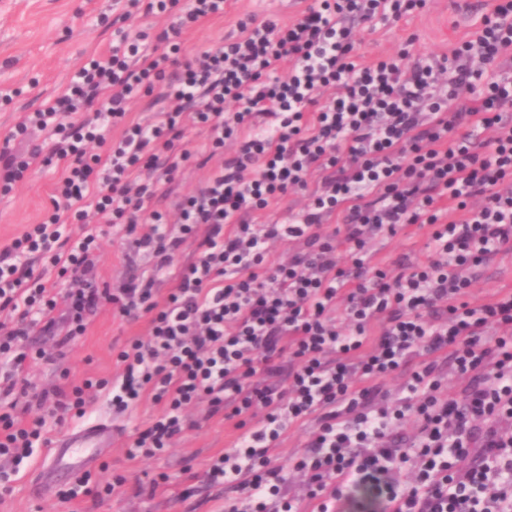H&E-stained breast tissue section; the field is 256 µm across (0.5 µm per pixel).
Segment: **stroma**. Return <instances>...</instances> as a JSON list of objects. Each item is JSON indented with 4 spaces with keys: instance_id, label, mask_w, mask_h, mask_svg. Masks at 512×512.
<instances>
[{
    "instance_id": "obj_1",
    "label": "stroma",
    "mask_w": 512,
    "mask_h": 512,
    "mask_svg": "<svg viewBox=\"0 0 512 512\" xmlns=\"http://www.w3.org/2000/svg\"><path fill=\"white\" fill-rule=\"evenodd\" d=\"M300 0H228L223 17L187 29L183 35L186 53L205 49L235 37L237 24L249 16L278 23L294 19ZM117 15L113 0H0V143L12 130L20 113L31 112L46 101L64 94L78 67L98 51L110 48L118 30L154 32L164 22L154 16L135 13L123 27L112 26ZM476 20L467 14L462 0H427L425 7L398 23L369 30L355 29L362 62L398 53L407 39H414L413 56H441L450 53L475 30ZM61 175L51 166L34 174L9 195L0 196V243L19 236L26 225L40 223L49 207L54 183ZM429 229L414 226L407 233L376 240V264L387 271L397 263L424 261L429 253ZM99 287L115 289L122 280L153 266L151 256L137 252L130 237L104 226L99 240ZM512 290V252L502 253L474 269L467 299L478 304L500 291ZM145 323L131 325L104 306L93 318L86 334L62 348L48 362L30 360L25 378L30 393L52 386L81 383L83 379H112L121 372L118 352L137 334H145ZM159 409L144 402L133 411L113 413L106 398L91 402L83 418L65 420L54 426L52 441L69 432L104 422L112 427V444L99 449L88 468L94 478L125 476L128 483L149 482L166 476L168 492L137 497L119 492L98 500L66 501L61 498L67 480L44 486L42 470L51 449L38 448L32 459L23 461L10 483L0 489V512H216L232 498L229 487L209 485L203 475L212 457L228 448L231 429L222 417H215L201 429L175 439L169 448L149 458L127 459L124 448L138 428L154 418ZM192 489L186 502L173 499L174 491Z\"/></svg>"
}]
</instances>
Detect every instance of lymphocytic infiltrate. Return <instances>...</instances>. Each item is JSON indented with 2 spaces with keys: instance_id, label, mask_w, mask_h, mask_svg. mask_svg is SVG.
Returning <instances> with one entry per match:
<instances>
[{
  "instance_id": "lymphocytic-infiltrate-1",
  "label": "lymphocytic infiltrate",
  "mask_w": 512,
  "mask_h": 512,
  "mask_svg": "<svg viewBox=\"0 0 512 512\" xmlns=\"http://www.w3.org/2000/svg\"><path fill=\"white\" fill-rule=\"evenodd\" d=\"M126 5L122 19L140 8L170 23L88 58L67 94L20 115L0 147L1 195L62 169L46 219L0 245V358L12 364L0 394L16 391L31 334L57 326L56 283L34 273V254L67 278L61 345L105 302L147 320L148 337L120 351V378L57 389L44 415L1 413L0 485L51 426L104 392L118 413L145 397L162 407L131 459L191 428L189 406L233 422L232 448L206 473L240 493L224 512H512V292L465 300L470 271L512 250V72L501 66L512 0H495L450 55L412 63L404 48L367 64L355 27L398 22L425 0H311L284 24L239 22L234 40L189 59L183 31L223 16L225 0ZM149 95L162 103L152 121L131 120L130 104ZM192 129L222 161L165 232L151 203L191 158L181 142ZM91 143L105 155H88ZM157 166L160 178L139 181ZM297 189L309 194L301 211L250 223ZM336 217L342 232H326ZM103 224L123 225L155 257L154 274L98 287ZM411 224L429 226L431 253L388 276L370 243ZM191 237L197 259L174 266ZM274 242L294 246L288 262L269 260ZM444 360L459 394L444 389ZM399 372L407 394L390 404L383 382ZM309 419L308 453L288 470L274 464L288 429ZM408 421L412 448L395 434ZM292 471L306 478L302 495L287 492Z\"/></svg>"
}]
</instances>
